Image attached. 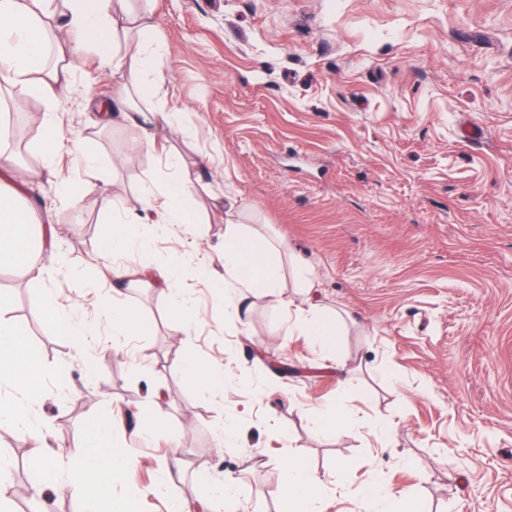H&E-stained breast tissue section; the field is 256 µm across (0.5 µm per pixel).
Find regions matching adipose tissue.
<instances>
[{"label":"adipose tissue","instance_id":"1","mask_svg":"<svg viewBox=\"0 0 512 512\" xmlns=\"http://www.w3.org/2000/svg\"><path fill=\"white\" fill-rule=\"evenodd\" d=\"M44 0H0V82L26 96L50 104L43 113L41 128L48 155L65 149L67 142L58 125L54 109L59 106V91L69 81L70 69L65 65L49 66L50 42L48 27L40 14ZM61 20L76 36L67 47L70 59L80 57L85 40L98 47L101 66L124 70L121 105L133 123L148 126L157 122L173 124V112H144L135 97L159 95L162 81L156 69V50L151 44L153 25L148 15L135 11L131 0H66ZM132 35L138 40L135 52L119 55L114 46L118 35ZM173 171L171 179L155 182L144 190V215L114 223L103 241V254L117 281L137 278L151 286H162L181 276L180 258L159 266L153 261L150 247L136 226L143 216L155 217L160 224H191L193 213L192 174L181 165L177 154L167 156ZM33 212L23 202L19 189L0 173V267L19 277L42 279L43 269L37 262V245ZM137 252L136 267H128L123 258ZM224 283L235 297L259 288L269 299L281 298V275L277 262L259 251L251 236L232 234L224 242ZM42 306L54 317L72 339L75 352H83L90 336L96 335L95 324L76 323L58 300L57 291H42ZM30 355L21 326L0 316V380L21 379L27 370ZM117 426L115 417L101 418L89 427V451L79 458L68 473L67 481L82 495V512H129L127 502L113 500V484L121 481L132 463L130 454L113 447L112 436ZM287 506L289 512H315L321 493V482L299 461L288 466Z\"/></svg>","mask_w":512,"mask_h":512}]
</instances>
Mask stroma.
I'll list each match as a JSON object with an SVG mask.
<instances>
[{"label": "stroma", "mask_w": 512, "mask_h": 512, "mask_svg": "<svg viewBox=\"0 0 512 512\" xmlns=\"http://www.w3.org/2000/svg\"><path fill=\"white\" fill-rule=\"evenodd\" d=\"M150 12L164 87L140 100L180 114L155 148L119 121L98 129L95 101L117 97L120 72L86 43L58 122L70 142L117 161L86 172L77 152L45 174L41 136L14 172L56 226L38 255L44 282L11 277L0 310L25 331L36 388L0 383V401L29 396L43 436L14 437L26 461L43 449L59 478L84 453L91 421L118 413L113 445L132 466L112 488L134 512L207 501L198 475L239 481L238 512H282L286 466L300 459L323 483L320 512H364L376 482L407 512H512V0H136ZM482 132L479 140L466 129ZM195 177L198 221L145 223L157 263L187 273L124 301L150 333L111 336L75 354L41 308L54 288L73 317L109 326L100 308L111 273L99 258L107 215L141 212L144 188L169 177L167 150ZM86 184L74 202L56 183ZM115 204L106 213L105 199ZM251 234L282 271V305L261 292L238 313L217 300L224 231ZM209 265L213 275L194 269ZM196 316L180 324L171 297ZM336 314L329 357L291 334L288 313ZM219 365L205 392L173 363ZM165 395L164 420L144 407ZM342 408L354 428L318 431ZM238 428L235 446L217 435ZM382 424L388 439L376 440ZM181 474L167 479L165 467Z\"/></svg>", "instance_id": "stroma-1"}]
</instances>
